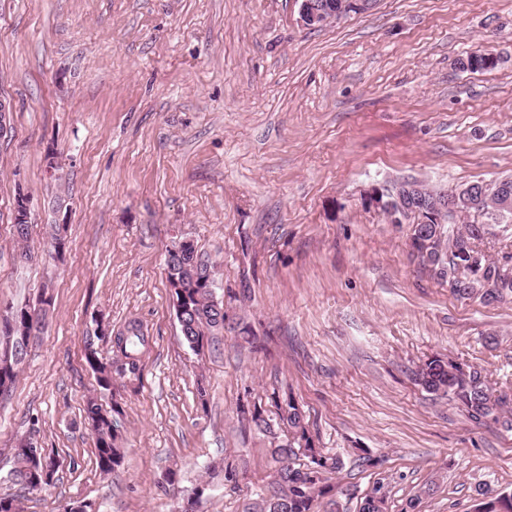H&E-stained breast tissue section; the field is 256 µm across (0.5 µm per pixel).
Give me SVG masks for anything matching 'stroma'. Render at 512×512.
<instances>
[{
  "label": "stroma",
  "mask_w": 512,
  "mask_h": 512,
  "mask_svg": "<svg viewBox=\"0 0 512 512\" xmlns=\"http://www.w3.org/2000/svg\"><path fill=\"white\" fill-rule=\"evenodd\" d=\"M500 57L464 72L470 52ZM0 322L52 305L0 395V497L22 512H246L275 482L248 411L292 396L346 466L314 512H473L512 492V430L471 421L410 378L434 356L512 390V302L460 301L410 256L411 227L364 206L374 185L436 190L512 177V0H377L310 30L297 0H0ZM30 198L29 238L12 227ZM66 224L67 248L48 238ZM191 237L231 328L184 342L165 259ZM35 258L20 261L22 247ZM137 323L136 373L100 392L98 330ZM205 397H198V386ZM124 450L102 474L83 403ZM33 436L60 466L28 492L9 473ZM234 480L211 478L222 460ZM175 472V483L166 475ZM476 508L473 512H512V492L491 495L481 485L474 488Z\"/></svg>",
  "instance_id": "stroma-1"
}]
</instances>
